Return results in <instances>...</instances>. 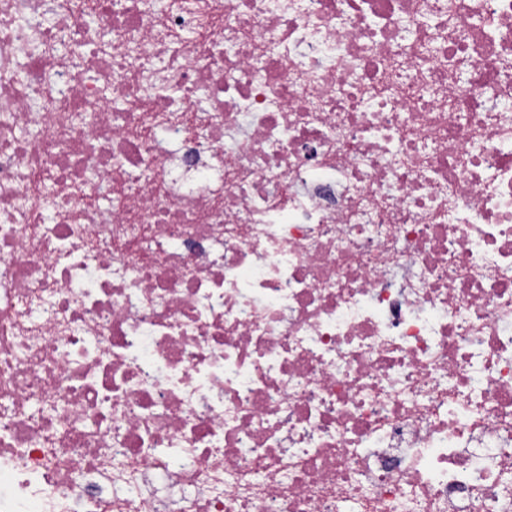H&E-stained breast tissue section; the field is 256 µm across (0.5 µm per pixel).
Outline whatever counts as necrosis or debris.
I'll use <instances>...</instances> for the list:
<instances>
[{
    "mask_svg": "<svg viewBox=\"0 0 512 512\" xmlns=\"http://www.w3.org/2000/svg\"><path fill=\"white\" fill-rule=\"evenodd\" d=\"M0 512H512V0H0Z\"/></svg>",
    "mask_w": 512,
    "mask_h": 512,
    "instance_id": "obj_1",
    "label": "necrosis or debris"
}]
</instances>
